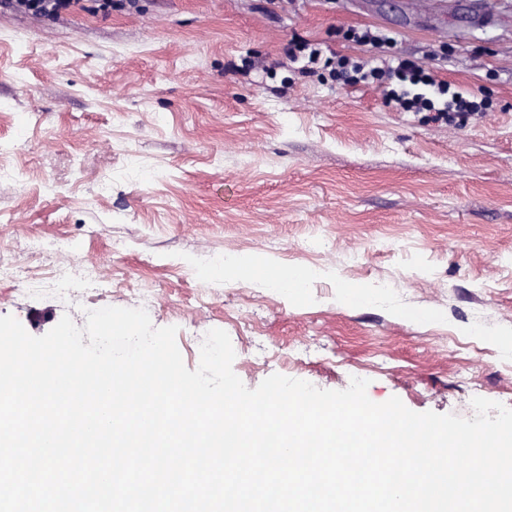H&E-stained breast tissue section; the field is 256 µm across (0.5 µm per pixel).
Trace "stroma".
<instances>
[{"instance_id": "1", "label": "stroma", "mask_w": 512, "mask_h": 512, "mask_svg": "<svg viewBox=\"0 0 512 512\" xmlns=\"http://www.w3.org/2000/svg\"><path fill=\"white\" fill-rule=\"evenodd\" d=\"M410 2L140 0L57 18L0 4V252L47 275L65 240L109 282L1 279L0 316L41 336L141 307L177 327L191 370L224 330L251 389L360 375L371 401L415 412L512 408V0L488 23L473 0ZM351 28L393 43L357 45ZM294 38L354 63L418 59L489 103L463 125L404 112L376 84L301 72ZM228 251L252 264L215 277ZM275 267L312 277L280 291Z\"/></svg>"}]
</instances>
